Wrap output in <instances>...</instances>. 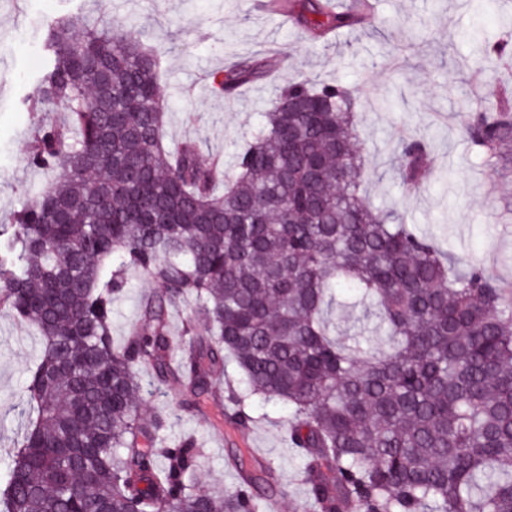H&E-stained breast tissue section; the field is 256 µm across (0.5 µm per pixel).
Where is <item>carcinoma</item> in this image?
<instances>
[{
    "mask_svg": "<svg viewBox=\"0 0 512 512\" xmlns=\"http://www.w3.org/2000/svg\"><path fill=\"white\" fill-rule=\"evenodd\" d=\"M90 2L87 16L49 22L25 99L62 113L38 125L27 157L59 177L0 224V308L41 339L0 512H263L240 489H193L200 447L168 441V413L142 416L143 368L181 384L189 410L229 399L219 429L250 427V396L291 407L315 512H512V289L441 252L402 210L366 203L355 92L308 78L278 90L225 173L194 140L166 145L162 52ZM271 2L313 42L369 10ZM476 48L488 60L506 44ZM271 67L238 61L210 75L213 91L231 99ZM288 95L303 108L289 111ZM461 133L496 161L511 212L512 83L486 81ZM398 171L408 192L431 174L424 139L402 144ZM130 270L163 292L117 344L112 302ZM344 291L374 319L364 346L332 338ZM226 352L245 395L224 396ZM235 461L252 485L275 477L241 448Z\"/></svg>",
    "mask_w": 512,
    "mask_h": 512,
    "instance_id": "obj_1",
    "label": "carcinoma"
}]
</instances>
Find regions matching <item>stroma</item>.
<instances>
[{
	"mask_svg": "<svg viewBox=\"0 0 512 512\" xmlns=\"http://www.w3.org/2000/svg\"><path fill=\"white\" fill-rule=\"evenodd\" d=\"M112 19L129 31H147L163 52L161 91L172 111L165 142L202 143L204 157L221 156L225 167L248 142L276 89L300 77L338 79L360 90L358 133L368 160L363 194L373 206L399 205L420 233L464 261L481 265L499 284L512 285V223L500 217L492 168L462 141L476 52L466 35L477 30L512 42V0H373V20L346 28L329 43L305 40L286 16L259 9V0H105ZM84 0H0V224L11 223L24 197L49 180L27 163L39 123L52 112L22 106L43 61L47 23L84 10ZM286 51L290 59L264 82L244 86L225 100L211 93L210 73L262 52ZM404 61L389 66L394 52ZM421 136L432 149L433 176L407 195L395 169L404 140ZM112 304V335L124 336L139 316L143 294L158 283L131 271ZM39 351L34 329L0 310V458L20 430L19 412ZM147 408L174 409L169 437L195 435L202 448L195 488L233 489L225 460L247 448L280 474L273 491L280 512H313L302 463L288 443V405L252 398L254 423L227 435L214 430L219 413L201 417L177 411L179 389L141 373Z\"/></svg>",
	"mask_w": 512,
	"mask_h": 512,
	"instance_id": "stroma-1",
	"label": "stroma"
}]
</instances>
